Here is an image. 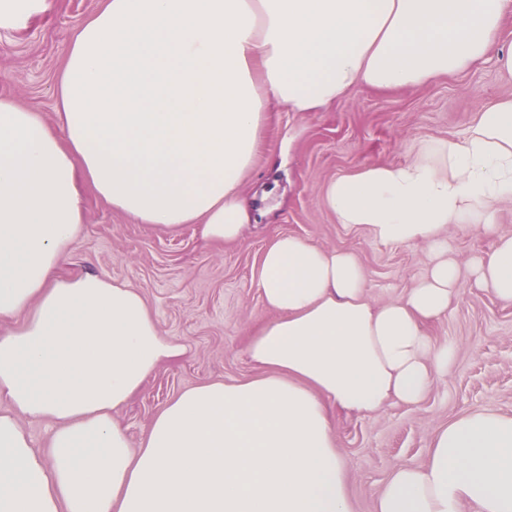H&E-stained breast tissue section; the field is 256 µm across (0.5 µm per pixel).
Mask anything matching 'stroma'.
I'll list each match as a JSON object with an SVG mask.
<instances>
[{
	"label": "stroma",
	"instance_id": "stroma-1",
	"mask_svg": "<svg viewBox=\"0 0 512 512\" xmlns=\"http://www.w3.org/2000/svg\"><path fill=\"white\" fill-rule=\"evenodd\" d=\"M48 10L21 31L0 30V96L56 121L55 85L65 45L100 0H48ZM512 98V79L495 57L431 84L397 92L357 89L322 112L273 105L243 192L264 209L233 244L215 246L192 225L163 232L131 221L95 194L69 273H93L128 283L144 296L164 335L181 340L185 355L162 367L117 415L132 444L153 416L183 389L227 382L256 372L246 346L271 313L252 286L264 246L278 234L354 253L372 301L402 294L427 271L425 247L384 245L362 230L337 224L323 202L327 183L371 163L411 159L416 140L462 139L473 112ZM434 341L458 347L450 375L434 380L419 404L394 402L371 415L335 412L336 445L345 461L355 512H374L392 468L422 464L431 436L475 408L512 414V302L462 279L447 314L426 325Z\"/></svg>",
	"mask_w": 512,
	"mask_h": 512
}]
</instances>
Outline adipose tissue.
Instances as JSON below:
<instances>
[{
  "label": "adipose tissue",
  "mask_w": 512,
  "mask_h": 512,
  "mask_svg": "<svg viewBox=\"0 0 512 512\" xmlns=\"http://www.w3.org/2000/svg\"><path fill=\"white\" fill-rule=\"evenodd\" d=\"M512 0H102L66 45L57 123L0 97V512H353L332 412L418 403L456 347L426 322L462 277L512 301V99L481 106L463 139H420L406 163L330 181L337 223L431 253L412 288L373 304L348 251L280 234L252 284L274 316L249 338L258 375L170 399L132 448L116 414L186 347L143 295L69 260L93 191L138 223L238 241L257 213L243 181L270 104L321 112L358 88L396 90L512 50ZM466 226L492 252L460 265ZM45 421L37 450L24 421ZM512 512V415L468 410L422 465H397L375 512Z\"/></svg>",
  "instance_id": "obj_1"
}]
</instances>
